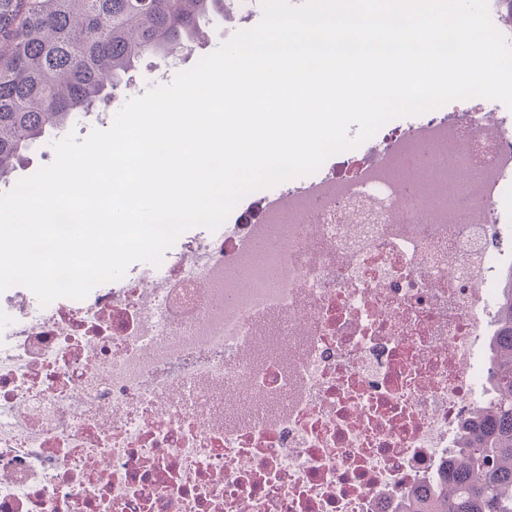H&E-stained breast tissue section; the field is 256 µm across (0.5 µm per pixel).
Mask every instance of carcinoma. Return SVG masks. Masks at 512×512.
<instances>
[{
    "label": "carcinoma",
    "instance_id": "obj_1",
    "mask_svg": "<svg viewBox=\"0 0 512 512\" xmlns=\"http://www.w3.org/2000/svg\"><path fill=\"white\" fill-rule=\"evenodd\" d=\"M237 0H0V180L47 137L107 105L139 65L166 59ZM490 337V399L460 426L448 466L397 512H512V270Z\"/></svg>",
    "mask_w": 512,
    "mask_h": 512
}]
</instances>
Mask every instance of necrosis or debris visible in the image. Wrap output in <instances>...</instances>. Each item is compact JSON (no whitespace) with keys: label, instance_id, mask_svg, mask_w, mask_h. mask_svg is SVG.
<instances>
[{"label":"necrosis or debris","instance_id":"4bbe7bcc","mask_svg":"<svg viewBox=\"0 0 512 512\" xmlns=\"http://www.w3.org/2000/svg\"><path fill=\"white\" fill-rule=\"evenodd\" d=\"M512 114L376 132L85 299L0 294V512H394L488 396Z\"/></svg>","mask_w":512,"mask_h":512}]
</instances>
